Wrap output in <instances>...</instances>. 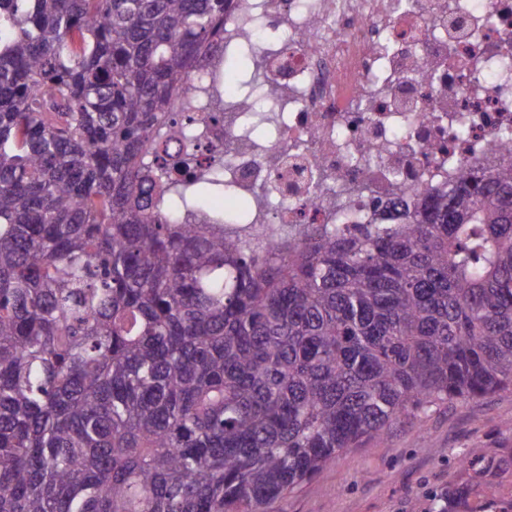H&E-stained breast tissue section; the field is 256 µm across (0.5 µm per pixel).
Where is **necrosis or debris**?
<instances>
[{
  "label": "necrosis or debris",
  "mask_w": 512,
  "mask_h": 512,
  "mask_svg": "<svg viewBox=\"0 0 512 512\" xmlns=\"http://www.w3.org/2000/svg\"><path fill=\"white\" fill-rule=\"evenodd\" d=\"M243 55L269 132L228 94L208 145L270 246L280 224L399 223L464 169L512 164V0H230L196 84Z\"/></svg>",
  "instance_id": "1"
}]
</instances>
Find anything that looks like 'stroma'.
Returning <instances> with one entry per match:
<instances>
[{
    "label": "stroma",
    "instance_id": "1",
    "mask_svg": "<svg viewBox=\"0 0 512 512\" xmlns=\"http://www.w3.org/2000/svg\"><path fill=\"white\" fill-rule=\"evenodd\" d=\"M482 449L476 472L460 458ZM512 512V391L460 400L349 449L266 512Z\"/></svg>",
    "mask_w": 512,
    "mask_h": 512
}]
</instances>
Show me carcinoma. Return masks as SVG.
I'll use <instances>...</instances> for the list:
<instances>
[{
  "instance_id": "cac0c4a2",
  "label": "carcinoma",
  "mask_w": 512,
  "mask_h": 512,
  "mask_svg": "<svg viewBox=\"0 0 512 512\" xmlns=\"http://www.w3.org/2000/svg\"><path fill=\"white\" fill-rule=\"evenodd\" d=\"M226 5L0 0V512H263L512 390V168L275 251L188 223L224 195V97L170 101Z\"/></svg>"
}]
</instances>
